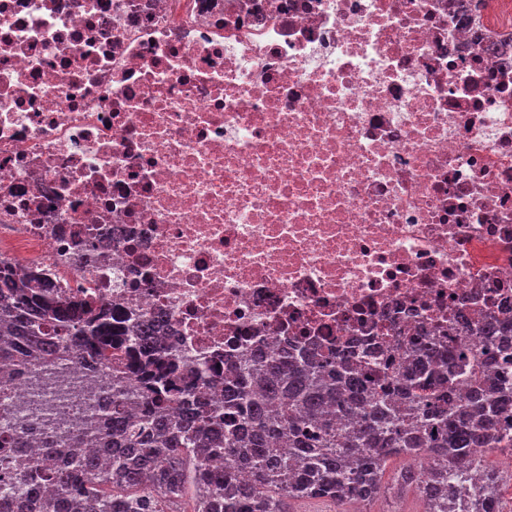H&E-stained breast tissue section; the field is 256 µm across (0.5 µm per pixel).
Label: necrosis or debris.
<instances>
[{"label":"necrosis or debris","instance_id":"obj_1","mask_svg":"<svg viewBox=\"0 0 512 512\" xmlns=\"http://www.w3.org/2000/svg\"><path fill=\"white\" fill-rule=\"evenodd\" d=\"M0 262L161 317L185 374L476 348L512 308V0H0ZM48 373L84 375L0 386V435Z\"/></svg>","mask_w":512,"mask_h":512}]
</instances>
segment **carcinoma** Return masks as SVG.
Here are the masks:
<instances>
[{"label": "carcinoma", "instance_id": "1", "mask_svg": "<svg viewBox=\"0 0 512 512\" xmlns=\"http://www.w3.org/2000/svg\"><path fill=\"white\" fill-rule=\"evenodd\" d=\"M158 327L144 316L115 324L112 310L61 298L49 278L0 265V361L22 350L46 363L72 355L93 370L139 375L145 389L140 399L112 393V408L93 425L95 453L83 452L88 433H69L56 436L66 447L34 461L23 429L6 436L12 451L0 454V512H44L43 478L55 487L53 512H179L189 490L193 512H290L291 502L314 499L369 505L388 495L390 464L422 452L429 467L399 477L426 512H499L501 476L475 468L471 451L512 449V373L502 361L512 350L511 322L487 318L481 348L457 354L452 373L434 336L400 362L302 346L257 350L224 367L217 401L190 395L158 345ZM124 336L136 348L112 357ZM460 371L471 384L457 396ZM43 385L54 396L37 399L35 411L48 425L55 404L75 391L50 377ZM475 480L483 491L472 498Z\"/></svg>", "mask_w": 512, "mask_h": 512}]
</instances>
